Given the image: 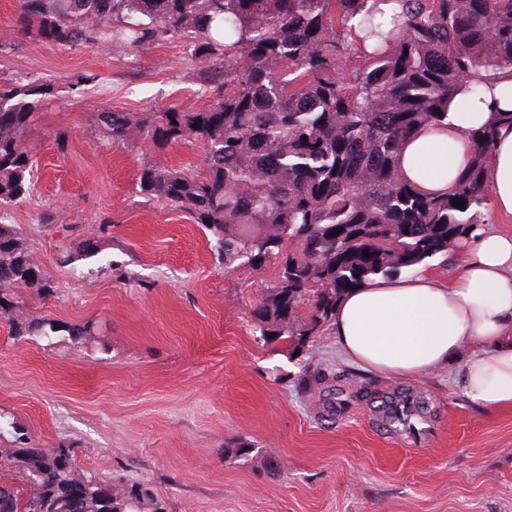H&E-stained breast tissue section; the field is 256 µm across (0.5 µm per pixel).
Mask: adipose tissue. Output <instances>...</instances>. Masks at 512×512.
<instances>
[{
    "label": "adipose tissue",
    "instance_id": "adipose-tissue-1",
    "mask_svg": "<svg viewBox=\"0 0 512 512\" xmlns=\"http://www.w3.org/2000/svg\"><path fill=\"white\" fill-rule=\"evenodd\" d=\"M512 110V75L473 100L450 107L448 125L408 139L404 177L422 192L454 185L471 150L466 131L488 125L492 110ZM494 216H512V127L496 131L485 171ZM460 267L441 281L433 271L375 278L339 302L332 328L347 357L362 367L417 377L463 359L462 388L488 410L512 408V230L483 229L468 237Z\"/></svg>",
    "mask_w": 512,
    "mask_h": 512
}]
</instances>
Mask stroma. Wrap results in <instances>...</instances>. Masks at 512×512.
<instances>
[{
	"mask_svg": "<svg viewBox=\"0 0 512 512\" xmlns=\"http://www.w3.org/2000/svg\"><path fill=\"white\" fill-rule=\"evenodd\" d=\"M17 7L0 0V80L53 87L28 133L34 191L8 212L56 288L21 289L22 310L91 333L16 340L0 317V481L19 479L10 458L22 432L72 449L78 475L144 482L166 512H512V410L472 404L461 362L418 378L366 370L328 326L297 355L289 341L262 342L253 308L274 266L226 271L207 230L136 189L146 165L202 171L201 148L98 136L102 112L210 104L188 41L142 53L48 45L17 33ZM93 235L99 253L73 277L59 256ZM307 367L346 375L343 413L302 387ZM364 378L422 391L432 439L413 447L383 431L357 396ZM241 443L248 458L232 454Z\"/></svg>",
	"mask_w": 512,
	"mask_h": 512,
	"instance_id": "1",
	"label": "stroma"
}]
</instances>
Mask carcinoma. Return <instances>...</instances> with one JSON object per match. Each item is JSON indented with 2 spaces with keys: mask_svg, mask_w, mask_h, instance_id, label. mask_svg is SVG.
Segmentation results:
<instances>
[{
  "mask_svg": "<svg viewBox=\"0 0 512 512\" xmlns=\"http://www.w3.org/2000/svg\"><path fill=\"white\" fill-rule=\"evenodd\" d=\"M383 2L396 5L388 16ZM16 27L47 44L137 52L191 40L209 106L101 112L97 130L122 141L135 128L158 148H202V172L145 166L137 186L186 210L225 269L275 264L253 309L264 342L305 347L349 290L446 254L492 223L484 171L512 112L465 134L469 164L444 194L419 192L398 157L407 139L448 119L466 81L478 94L512 74V0H18ZM50 95L38 80L0 84V205L32 191L27 135ZM20 288L48 295L54 282L0 212V316L16 338L57 332L13 316ZM12 461L22 485L0 482V512H32L35 498L43 512H144L148 503L165 512L142 484L77 477L69 448L24 443ZM82 482L88 496L75 502L70 487Z\"/></svg>",
  "mask_w": 512,
  "mask_h": 512,
  "instance_id": "cac0c4a2",
  "label": "carcinoma"
}]
</instances>
